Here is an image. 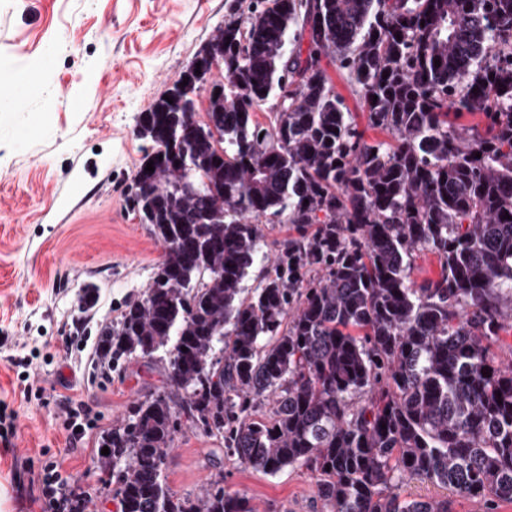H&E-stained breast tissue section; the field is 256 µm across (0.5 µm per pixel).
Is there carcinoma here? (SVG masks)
<instances>
[{
    "label": "carcinoma",
    "mask_w": 512,
    "mask_h": 512,
    "mask_svg": "<svg viewBox=\"0 0 512 512\" xmlns=\"http://www.w3.org/2000/svg\"><path fill=\"white\" fill-rule=\"evenodd\" d=\"M323 54L392 141L364 140ZM196 57L224 91L204 121L198 84L139 115L153 188L127 201L163 255L99 332L102 358L157 357L181 392L103 438L121 512H256L219 480L171 491L184 420L257 472L306 468L322 512H452L410 480L512 502V360L491 351L512 312V0H231ZM261 219L295 234L249 292ZM419 253L440 272L417 285Z\"/></svg>",
    "instance_id": "obj_1"
}]
</instances>
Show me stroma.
<instances>
[{"label": "stroma", "mask_w": 512, "mask_h": 512, "mask_svg": "<svg viewBox=\"0 0 512 512\" xmlns=\"http://www.w3.org/2000/svg\"><path fill=\"white\" fill-rule=\"evenodd\" d=\"M230 0H0V403L15 420L0 445V512H42L32 484L45 459L95 512H118L101 468L103 436L163 386L162 361L114 365L98 356L101 325L142 298L163 252L127 203L149 151L137 117L224 22ZM366 141L369 128L346 72L323 59ZM95 287L97 297L86 301ZM46 399H26L25 383ZM91 424L70 445L69 404ZM166 481L196 497L215 479L258 512H320L306 469L266 475L224 455V444L183 425Z\"/></svg>", "instance_id": "35a3bbf8"}]
</instances>
